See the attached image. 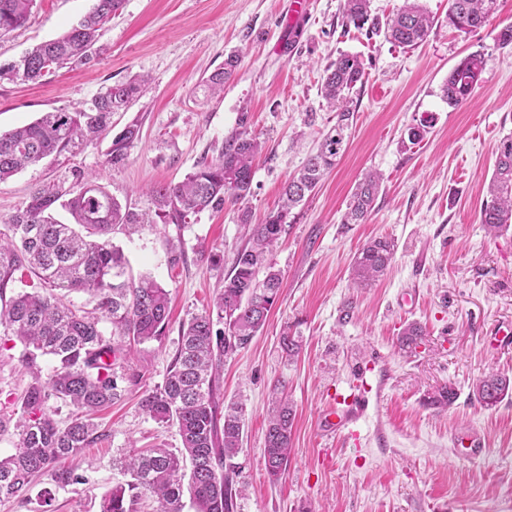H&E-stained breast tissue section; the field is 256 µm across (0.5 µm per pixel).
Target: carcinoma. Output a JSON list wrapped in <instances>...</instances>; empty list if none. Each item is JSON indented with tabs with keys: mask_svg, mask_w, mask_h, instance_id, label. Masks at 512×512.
<instances>
[{
	"mask_svg": "<svg viewBox=\"0 0 512 512\" xmlns=\"http://www.w3.org/2000/svg\"><path fill=\"white\" fill-rule=\"evenodd\" d=\"M36 0H0V34L23 26ZM497 0H448V24L469 33L483 27L494 13ZM122 0H95L91 11L62 35L35 46L18 62V69L0 67V79L34 82L67 65H87L104 24ZM346 24L358 29L378 27L371 19L370 0H346ZM433 19L419 4H409L385 23L393 42L413 47L429 35ZM230 56L205 81L212 92L224 90L238 66ZM483 71L478 53L463 58L449 73L441 92L452 106L470 97ZM358 57L341 54L325 69L322 92L336 108V122L322 134L317 152L284 187L279 207L261 222L250 221L243 208L246 245L240 249L213 310L181 325L179 343L161 385L142 391L143 414L178 427L181 447L151 448L130 454L117 463L124 480L115 483L99 505L100 512H138L147 494L159 503L158 512H238L246 485L239 481L242 466L236 462L244 428L243 404L220 402V373L224 361L246 348L265 325L280 299L281 271L272 259L273 247L296 208L310 196L347 149L353 112L348 95L362 82ZM145 79L133 76L109 85L87 109L45 112L35 121L0 131V180L68 148L97 137L110 127L112 113L124 111L140 92ZM135 118L112 138L107 161L116 165L128 157L139 138ZM262 141L247 130L234 132L211 161H204L178 183L159 184L146 193L143 209L122 206L104 187L89 178L62 200L63 194L46 187L33 189L28 200L8 220L10 234H0V301L15 275L36 278L48 292H19L0 306V326L23 345L21 362L30 374L14 428L19 436L13 455L0 460V499L27 501L36 478L52 472L58 487L80 481L65 463L90 447L98 437L96 412L112 404L122 392L118 380L142 383L138 372L117 375L118 361L131 349L104 337L100 319L112 324V334L135 344L160 339L168 325L169 296L149 276L128 275L123 253L112 246L116 231L144 230L156 224H188L206 210H221L224 202L245 204L252 195L253 161ZM380 176L365 175L356 185L344 224H363L379 194ZM490 200L480 221L496 236L512 226V136L496 150V168L489 183ZM62 207L73 222L58 221ZM395 256L394 241L375 238L356 253L353 272L360 286H369L389 269ZM72 292L86 293L97 301L101 318L63 302ZM224 330H214V322ZM422 329L408 324L398 337L399 348L410 352L418 345ZM50 357L55 366L42 377L38 360ZM275 400L265 431L264 466L273 481L282 478L291 453L295 411L285 395V385L274 386ZM512 395V378L490 373L473 388L472 396L492 408ZM73 408L67 422L59 423L48 410L50 400ZM457 392L443 386L428 397L436 408L455 403ZM189 501H184V498Z\"/></svg>",
	"mask_w": 512,
	"mask_h": 512,
	"instance_id": "carcinoma-1",
	"label": "carcinoma"
}]
</instances>
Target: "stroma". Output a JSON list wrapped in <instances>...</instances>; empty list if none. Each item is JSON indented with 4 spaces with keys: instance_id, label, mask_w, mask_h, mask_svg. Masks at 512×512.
Listing matches in <instances>:
<instances>
[{
    "instance_id": "obj_1",
    "label": "stroma",
    "mask_w": 512,
    "mask_h": 512,
    "mask_svg": "<svg viewBox=\"0 0 512 512\" xmlns=\"http://www.w3.org/2000/svg\"><path fill=\"white\" fill-rule=\"evenodd\" d=\"M433 18L416 48L365 34L343 23L344 0H123L104 25L94 61L64 66L39 82L0 80V131L45 112L90 106L105 86L140 74L139 94L95 140L67 149L0 182V232L37 186L70 190L94 174L120 203L143 205V191L184 179L216 157L240 128L260 137L248 202L259 221L279 204L285 181L318 146L336 113L321 94L325 67L339 54L357 56L362 84L351 95L352 137L336 167L304 205L273 253L283 288L262 332L224 364L222 399L244 403L238 460L247 485L240 512H512V395L485 408L472 399L486 374L512 376V347L496 345L512 327V228L490 236L480 222L499 141L512 135V47L497 35L512 24V0H497L486 25L471 33L448 24V0H420ZM94 0H36L26 24L0 36V64L58 37L90 11ZM485 66L470 98L453 107L441 97L449 71L465 56ZM240 55L220 95L204 77ZM432 128L417 142L408 130L422 115ZM140 137L124 164L111 165L112 138L131 120ZM381 177L363 224H342L357 182ZM240 207L225 203L187 224H159L114 234L132 274L152 276L170 294L169 323L160 340L135 346L129 364L148 385L163 382L179 330L208 310L224 286L244 238ZM395 240L387 273L357 287L354 254L371 238ZM423 336L414 352L396 339L408 322ZM302 340L298 357L280 348L284 332ZM21 344L0 329V418L18 412L30 375ZM284 381L296 418L286 475L270 480L264 435L276 381ZM372 390L356 402L349 431L325 436L320 421L340 395ZM448 385L458 398L445 411L426 399ZM142 388L125 386L99 412L102 436L74 461L80 483L53 488L41 477L29 501H0V512H99L122 475L129 451L181 446L176 426L155 422L138 405ZM478 432L477 459L453 454L461 431ZM53 488L44 504L40 493Z\"/></svg>"
}]
</instances>
